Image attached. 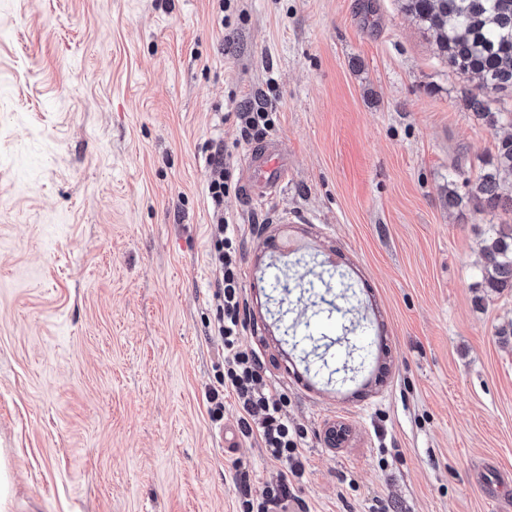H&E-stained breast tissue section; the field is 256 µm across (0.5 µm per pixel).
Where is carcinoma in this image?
I'll return each mask as SVG.
<instances>
[{
    "mask_svg": "<svg viewBox=\"0 0 512 512\" xmlns=\"http://www.w3.org/2000/svg\"><path fill=\"white\" fill-rule=\"evenodd\" d=\"M402 10L433 37L448 67L478 78L465 104L490 128L512 125L511 112L492 108L496 96L512 93V0H400ZM512 134L499 137L485 167L473 178L457 165L442 189L450 209L512 211ZM476 285L491 292L512 291V224H491L480 240Z\"/></svg>",
    "mask_w": 512,
    "mask_h": 512,
    "instance_id": "obj_1",
    "label": "carcinoma"
}]
</instances>
